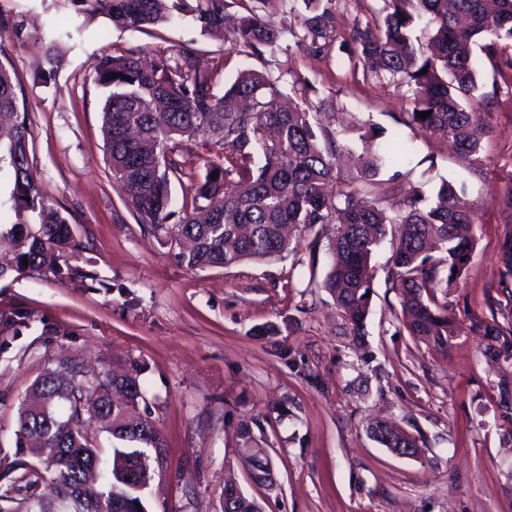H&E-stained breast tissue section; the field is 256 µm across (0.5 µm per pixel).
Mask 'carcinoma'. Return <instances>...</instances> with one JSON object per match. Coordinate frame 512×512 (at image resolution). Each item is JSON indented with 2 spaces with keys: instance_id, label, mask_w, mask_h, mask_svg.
<instances>
[{
  "instance_id": "1",
  "label": "carcinoma",
  "mask_w": 512,
  "mask_h": 512,
  "mask_svg": "<svg viewBox=\"0 0 512 512\" xmlns=\"http://www.w3.org/2000/svg\"><path fill=\"white\" fill-rule=\"evenodd\" d=\"M67 2L80 14L101 15L116 27L140 32L189 16L210 35L224 34L229 6V0ZM248 2L230 31V50L261 58L288 36L310 52L338 42L349 48L352 70L407 89L403 111L392 115L396 123L440 131L459 156L477 159L485 133L482 114L501 90L497 83L484 90L479 69L483 60L512 50V0H375L365 20L348 32L338 28L333 0H303L305 12L289 8L277 27L263 14L267 0ZM142 53L104 52L91 63L94 84L108 90L102 108L106 160L137 220L174 241L181 264L205 271L282 259L300 241L285 228L302 233L334 224L322 287L358 336L371 309L372 261L387 240L393 249L392 287L405 299L409 333L435 347L448 345V302L438 294H448L474 250L465 233L473 214L460 205L464 184L441 177L430 200L419 182L389 211L379 176L397 166L403 152L396 142L380 141L383 130L371 127L360 135L355 172L346 174L338 165L346 146L322 124L309 86L301 89L304 105L292 108L280 103L281 73L241 69L219 93L193 48L160 55L148 67ZM427 111L429 116L418 117ZM30 138L26 101L19 99L12 65L0 60V174L10 177L8 202L16 216L7 230L11 252L0 256V279L17 273L88 280L92 275L77 266L57 265L61 253L79 252L83 244L53 199L30 179ZM185 139L196 143L197 152L177 150ZM201 165L206 174L197 178L193 170ZM185 177L189 195L176 210L172 184ZM22 326L23 312L0 315L1 335L17 336ZM143 401V383L133 367L120 375L106 368L91 373L74 361L46 369L19 401L15 435L31 451L66 452L37 465L18 460L1 473L0 512H54L40 484L48 479L56 495L64 496L87 483L90 464L100 475L87 491L94 512H125L116 494L146 512L137 485L123 484L115 492L110 481L122 466H136L137 449L162 447L155 422L140 412ZM375 425L377 442L395 438L417 447L394 425ZM95 429L121 442L112 448L110 468L91 436Z\"/></svg>"
}]
</instances>
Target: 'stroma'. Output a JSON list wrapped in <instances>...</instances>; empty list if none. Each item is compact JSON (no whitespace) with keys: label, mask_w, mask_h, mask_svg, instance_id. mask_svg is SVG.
Returning a JSON list of instances; mask_svg holds the SVG:
<instances>
[{"label":"stroma","mask_w":512,"mask_h":512,"mask_svg":"<svg viewBox=\"0 0 512 512\" xmlns=\"http://www.w3.org/2000/svg\"><path fill=\"white\" fill-rule=\"evenodd\" d=\"M52 0H0V51L26 99L30 174L68 217L83 251L62 264L96 273L95 287L47 277L0 280V313L29 325L0 346V471L20 457L18 399L46 367L139 364L144 410L160 430L162 461L146 493L148 512H223L235 478L264 512H512V94L484 116L477 161L440 133L396 124L403 90L352 74L337 46H289L264 58L228 53L198 24L132 32ZM195 48L216 82L251 67L310 84L335 129L377 125L403 145V176L382 172L396 206L424 171L465 183L474 211L473 257L448 290L452 333L438 349L410 336L388 277L392 247L374 260L371 312L351 335L321 286L333 226L305 235L281 260L193 271L164 233L138 223L105 162L101 109L107 95L88 77L96 54L130 47L175 55ZM60 59L52 69L51 59ZM54 70L43 84L40 74ZM498 325L487 335L484 326ZM276 326V335L262 334ZM377 420L418 444L413 458L375 442ZM248 424L249 437L240 434ZM265 449L274 483L254 485L241 451Z\"/></svg>","instance_id":"35a3bbf8"}]
</instances>
